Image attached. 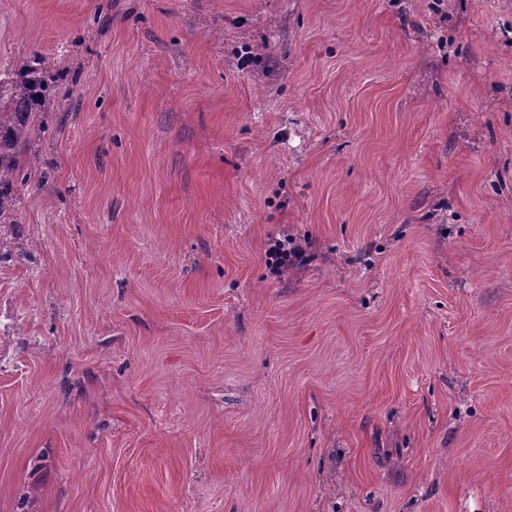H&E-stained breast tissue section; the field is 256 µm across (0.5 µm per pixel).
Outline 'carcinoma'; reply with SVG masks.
Masks as SVG:
<instances>
[{"instance_id":"obj_1","label":"carcinoma","mask_w":512,"mask_h":512,"mask_svg":"<svg viewBox=\"0 0 512 512\" xmlns=\"http://www.w3.org/2000/svg\"><path fill=\"white\" fill-rule=\"evenodd\" d=\"M54 64L38 56L0 79V246L13 225L15 188L23 172V148L40 133L39 118L58 109L56 86L47 78Z\"/></svg>"}]
</instances>
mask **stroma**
I'll return each instance as SVG.
<instances>
[{
    "label": "stroma",
    "instance_id": "1",
    "mask_svg": "<svg viewBox=\"0 0 512 512\" xmlns=\"http://www.w3.org/2000/svg\"><path fill=\"white\" fill-rule=\"evenodd\" d=\"M36 55L0 512H512V0H0Z\"/></svg>",
    "mask_w": 512,
    "mask_h": 512
}]
</instances>
